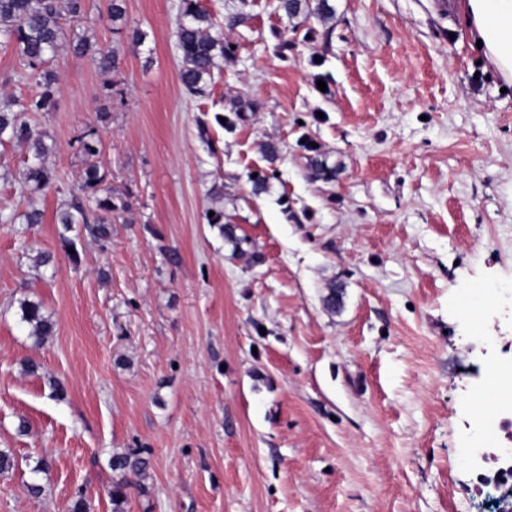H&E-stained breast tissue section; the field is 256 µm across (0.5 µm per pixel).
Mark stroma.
<instances>
[{"mask_svg": "<svg viewBox=\"0 0 512 512\" xmlns=\"http://www.w3.org/2000/svg\"><path fill=\"white\" fill-rule=\"evenodd\" d=\"M198 2L235 46L205 96L178 80L183 0H125L117 23L109 0H87L65 35L121 63L65 48L50 62L52 107L27 120L51 188L30 194L27 147L0 145V450L15 461L0 512H71L79 497L113 512L119 483L122 512H473L454 451L470 394L512 366V307L464 297L512 287V88L442 0H328L305 21L277 0ZM37 91L0 47V99ZM237 94L258 109L224 127ZM219 186L259 262L205 222ZM78 191L91 213L111 199L108 241L56 224ZM32 205L43 221L21 229ZM46 251L53 265H37ZM24 300L56 324L44 344ZM125 452L144 474L112 471Z\"/></svg>", "mask_w": 512, "mask_h": 512, "instance_id": "1", "label": "stroma"}]
</instances>
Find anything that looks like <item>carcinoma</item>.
<instances>
[{
	"instance_id": "obj_1",
	"label": "carcinoma",
	"mask_w": 512,
	"mask_h": 512,
	"mask_svg": "<svg viewBox=\"0 0 512 512\" xmlns=\"http://www.w3.org/2000/svg\"><path fill=\"white\" fill-rule=\"evenodd\" d=\"M65 2L69 18L83 19L85 0H0V45L14 47L22 66L30 70L42 91L27 99L0 104V144L18 142L27 145L34 162L27 167L24 187L38 193L52 182V170L48 164V147L42 137L34 134L26 115L49 110L53 98L55 76L45 65L62 47V17L60 2ZM183 10L176 28L178 49L182 54L179 82L190 96L203 93L207 78L215 68L219 56L229 58L233 54L231 44L224 38L212 35L213 23L206 10L195 0H183ZM278 9L288 18L299 15L325 16L330 11L327 0H279ZM90 44L85 35H75L69 49L77 56L92 54L93 62L102 71L116 70L120 64V50L114 47L98 48L89 52ZM57 223L65 230L81 224L88 234L99 242L110 234L107 219L101 215L89 218L84 202L77 196L63 203L56 213ZM21 319L31 326V336L38 343L54 335V322L42 313L41 303L25 300L21 303ZM114 471H139L146 461L134 453L112 456Z\"/></svg>"
}]
</instances>
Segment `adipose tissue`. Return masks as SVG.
<instances>
[{
  "instance_id": "ef3b65f1",
  "label": "adipose tissue",
  "mask_w": 512,
  "mask_h": 512,
  "mask_svg": "<svg viewBox=\"0 0 512 512\" xmlns=\"http://www.w3.org/2000/svg\"><path fill=\"white\" fill-rule=\"evenodd\" d=\"M462 14L481 55L512 86V0H465Z\"/></svg>"
}]
</instances>
